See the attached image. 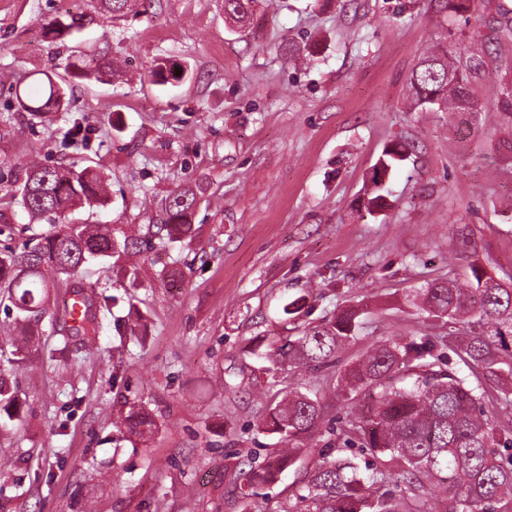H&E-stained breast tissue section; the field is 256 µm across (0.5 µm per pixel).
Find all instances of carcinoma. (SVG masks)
Segmentation results:
<instances>
[{
    "mask_svg": "<svg viewBox=\"0 0 512 512\" xmlns=\"http://www.w3.org/2000/svg\"><path fill=\"white\" fill-rule=\"evenodd\" d=\"M257 0H224V17L242 25ZM74 76L101 79L105 71L82 59L67 64ZM458 82L448 84L447 71ZM42 88L15 90L19 108L35 117L55 112L64 104L51 77ZM410 105L436 106L446 112L473 109L469 78L448 51L438 47L415 66L410 81ZM405 146L395 145L374 165L370 176L368 212L386 205L387 177L404 160ZM7 194L28 214L29 223L57 219L76 207L104 205V178L88 167L61 172L55 166L34 165L21 173L0 161V183ZM197 197L191 190L176 189L169 196L159 227L169 242L191 235V215ZM134 241L118 239L112 229L100 224H61L42 234L19 252L0 251V303L16 310L15 321L23 326L37 323L45 314L49 275L66 276L83 312L75 317L65 308L54 317V332L67 340L98 332L99 316L112 314L115 298L101 291L87 294L77 280L78 272L91 261L108 268L115 255H129ZM468 284L430 282L413 290L405 301L428 315L446 318L462 326L481 323V333H463L450 350L468 370L496 389L497 400L512 404V353H505L504 336L512 335V287L493 284V276L475 262L468 264ZM358 312L343 309L329 320L304 327L270 351L255 350L258 357L289 370H316L337 359L355 337ZM440 336H403L377 342L358 363L345 368L343 380L352 390L377 394L374 409L352 414L336 433V447L361 448L362 454L382 456L378 466L361 464L354 457H323L312 472L307 493L282 512H512V427H498L494 412L486 405L487 390L470 384L468 376L435 370L439 356L434 350ZM413 382L408 384L406 379ZM21 407L16 391L0 376V414L18 416ZM318 398L309 393H288L270 408L262 421L265 432L290 443L311 431L321 417ZM130 433L144 437L153 421L143 411H131L122 420ZM295 449L277 454V468L252 471V480L272 483L280 470L293 462ZM398 476L401 501L389 492H379Z\"/></svg>",
    "mask_w": 512,
    "mask_h": 512,
    "instance_id": "carcinoma-1",
    "label": "carcinoma"
}]
</instances>
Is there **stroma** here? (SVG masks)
<instances>
[{
    "label": "stroma",
    "instance_id": "1",
    "mask_svg": "<svg viewBox=\"0 0 512 512\" xmlns=\"http://www.w3.org/2000/svg\"><path fill=\"white\" fill-rule=\"evenodd\" d=\"M72 25L65 40L45 28ZM512 0H259L245 25L223 0H130L121 17L98 0H0V159L103 175L108 201L74 211L138 240L111 273L85 265V286H107L114 317L135 327L71 342L50 313L71 297L51 288L37 336L22 342L0 307V375L23 401L0 420V512H281L302 494L365 391L339 383L383 338L459 334L429 326L404 296L434 280L464 279L467 259L512 283V109L483 75L470 112L409 109L411 72L439 44L512 86V40L498 37ZM304 50L290 59L287 45ZM97 57L104 82L74 80L62 111L34 118L13 89L64 74L72 55ZM166 58L187 66L156 82ZM77 137H69L73 123ZM408 154L390 175L385 208L365 209L373 165L393 145ZM198 204L192 238L167 244L154 225L177 186ZM469 251L456 241L459 227ZM30 225L0 206V246ZM301 300L298 312L284 307ZM359 310L354 340L321 370H268L250 354L344 308ZM313 391L323 416L275 483L254 485L240 463L275 465L265 411L290 391ZM155 422L147 437L120 426L131 409Z\"/></svg>",
    "mask_w": 512,
    "mask_h": 512
}]
</instances>
